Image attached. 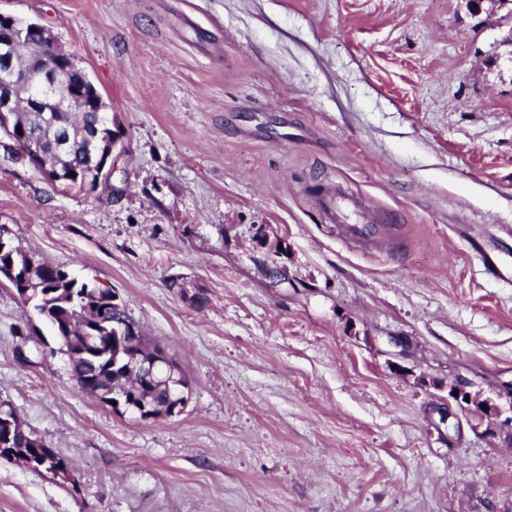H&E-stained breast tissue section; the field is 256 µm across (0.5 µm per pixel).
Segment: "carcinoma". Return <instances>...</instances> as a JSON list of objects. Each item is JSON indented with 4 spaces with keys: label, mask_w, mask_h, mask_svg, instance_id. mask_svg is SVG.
Here are the masks:
<instances>
[{
    "label": "carcinoma",
    "mask_w": 512,
    "mask_h": 512,
    "mask_svg": "<svg viewBox=\"0 0 512 512\" xmlns=\"http://www.w3.org/2000/svg\"><path fill=\"white\" fill-rule=\"evenodd\" d=\"M14 120L25 126L26 139L38 145L50 173L66 188L95 189L97 178L86 165L87 126L100 122V140L108 143L112 128L108 118L95 112H58L48 106L41 112H18ZM0 264L13 265L11 284L21 300L54 329L60 347L50 349L68 356L75 387L94 396L125 385L132 374L125 363L126 344L138 327L124 307L112 302V292L78 281L60 266H52L34 252L14 246L0 252ZM170 407L179 401L177 392L146 385L125 395L127 409L138 413L143 402ZM46 449L45 442L27 432L11 408L0 406V457L30 461Z\"/></svg>",
    "instance_id": "cac0c4a2"
}]
</instances>
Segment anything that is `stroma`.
<instances>
[{"mask_svg": "<svg viewBox=\"0 0 512 512\" xmlns=\"http://www.w3.org/2000/svg\"><path fill=\"white\" fill-rule=\"evenodd\" d=\"M103 95L95 191L0 164V238L112 290L189 383L79 392L0 279V404L70 478L0 459V512H512L511 26L490 0H0ZM385 230L344 241L314 185ZM406 338L400 352L392 337ZM133 370L143 378L146 382L153 381L156 377L158 370L162 367L167 369L166 385L169 390L171 387L181 386V370L173 360L167 354H155L151 357L133 358L132 360ZM167 388L159 389L147 384L141 389L134 392L127 393L125 397V403L130 404L125 410L138 413L143 418V402L147 401L154 407H170L174 405L167 416H172L176 412H179L182 408V403L178 402L184 400V398H177L178 393L176 391H169ZM178 402V403H177Z\"/></svg>", "mask_w": 512, "mask_h": 512, "instance_id": "obj_1", "label": "stroma"}]
</instances>
